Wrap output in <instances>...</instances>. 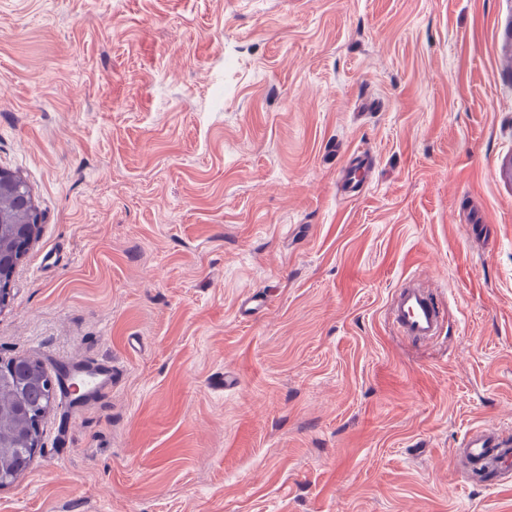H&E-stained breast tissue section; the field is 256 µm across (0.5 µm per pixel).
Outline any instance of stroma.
Instances as JSON below:
<instances>
[{
  "label": "stroma",
  "mask_w": 512,
  "mask_h": 512,
  "mask_svg": "<svg viewBox=\"0 0 512 512\" xmlns=\"http://www.w3.org/2000/svg\"><path fill=\"white\" fill-rule=\"evenodd\" d=\"M510 29L512 0H0V167L42 216L0 362L120 368L53 396L0 512H512L453 462L512 435ZM408 278L447 307L427 343ZM368 172L369 161L366 157L357 155L350 158L341 176L342 192L346 198H353L360 192ZM390 316L403 336L422 342L433 340L443 323L441 306L431 290L412 280L393 294ZM83 363L88 368H91L89 373L92 374L89 381L90 388L87 391H97L100 394H105L108 390L112 389V378H115L119 371L117 366L112 365V361L87 360Z\"/></svg>",
  "instance_id": "1"
}]
</instances>
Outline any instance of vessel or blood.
<instances>
[{"instance_id": "obj_1", "label": "vessel or blood", "mask_w": 512, "mask_h": 512, "mask_svg": "<svg viewBox=\"0 0 512 512\" xmlns=\"http://www.w3.org/2000/svg\"><path fill=\"white\" fill-rule=\"evenodd\" d=\"M368 171L367 158L359 155L350 158L341 176L345 197L351 198L360 192ZM390 316L402 335L422 342L433 340L443 323L441 306L431 290L412 280L405 281L393 294ZM87 366L91 370V391L103 394L110 390L118 374L117 366L108 360H91ZM463 454L470 464L494 470L499 475L512 469V441L498 434L473 433L463 444Z\"/></svg>"}]
</instances>
